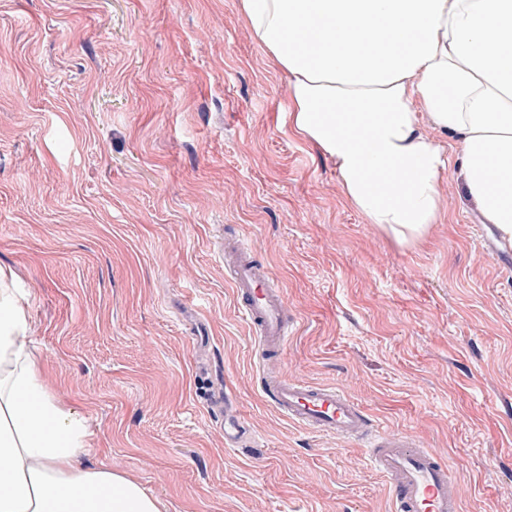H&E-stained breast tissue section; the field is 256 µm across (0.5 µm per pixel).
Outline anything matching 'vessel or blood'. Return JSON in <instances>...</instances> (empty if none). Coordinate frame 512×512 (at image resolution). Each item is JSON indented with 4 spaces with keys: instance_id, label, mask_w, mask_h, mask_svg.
I'll return each instance as SVG.
<instances>
[{
    "instance_id": "1",
    "label": "vessel or blood",
    "mask_w": 512,
    "mask_h": 512,
    "mask_svg": "<svg viewBox=\"0 0 512 512\" xmlns=\"http://www.w3.org/2000/svg\"><path fill=\"white\" fill-rule=\"evenodd\" d=\"M218 255L234 291L236 309L259 352L256 368L268 403L299 428L361 443L369 465L386 480L392 512H461L460 477L433 449L408 434L374 425L363 407L334 386L313 385L276 371L292 333L288 305L251 245L228 238ZM213 408L224 413V438L233 447L249 439L231 391H216Z\"/></svg>"
}]
</instances>
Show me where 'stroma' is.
I'll return each instance as SVG.
<instances>
[{
    "label": "stroma",
    "mask_w": 512,
    "mask_h": 512,
    "mask_svg": "<svg viewBox=\"0 0 512 512\" xmlns=\"http://www.w3.org/2000/svg\"><path fill=\"white\" fill-rule=\"evenodd\" d=\"M286 82L238 0H0V265L44 384L163 512H390L360 446L265 402L215 259L236 233L286 293L280 370L438 452L463 512H512V269L453 141L447 215L398 245L289 131ZM222 385L256 447H225Z\"/></svg>",
    "instance_id": "obj_1"
}]
</instances>
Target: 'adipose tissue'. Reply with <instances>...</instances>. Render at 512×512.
<instances>
[{
  "label": "adipose tissue",
  "mask_w": 512,
  "mask_h": 512,
  "mask_svg": "<svg viewBox=\"0 0 512 512\" xmlns=\"http://www.w3.org/2000/svg\"><path fill=\"white\" fill-rule=\"evenodd\" d=\"M288 77L289 129L333 161L348 205L398 244L448 202L438 134L460 186L512 241V0H239ZM24 292L0 266V512H161L139 483L85 460L87 421L45 386Z\"/></svg>",
  "instance_id": "adipose-tissue-1"
}]
</instances>
